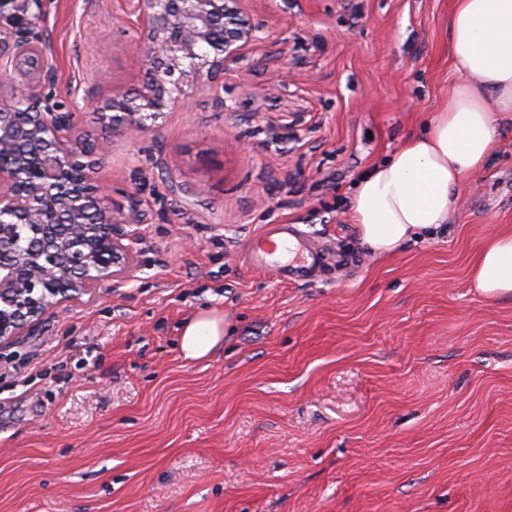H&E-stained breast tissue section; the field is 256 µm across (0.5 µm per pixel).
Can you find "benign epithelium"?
<instances>
[{"mask_svg":"<svg viewBox=\"0 0 512 512\" xmlns=\"http://www.w3.org/2000/svg\"><path fill=\"white\" fill-rule=\"evenodd\" d=\"M241 0H137L141 52L153 82L136 95L99 103L102 120L130 136L149 129L178 100L183 61L216 76L254 37ZM0 347L35 331L49 312L126 277L130 248L121 227L138 220L112 211L79 138L64 137L74 113L51 109L54 44L41 28L43 0H0ZM172 87H165V83Z\"/></svg>","mask_w":512,"mask_h":512,"instance_id":"7a95c632","label":"benign epithelium"}]
</instances>
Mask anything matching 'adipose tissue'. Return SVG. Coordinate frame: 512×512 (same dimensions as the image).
Segmentation results:
<instances>
[{"instance_id":"ef3b65f1","label":"adipose tissue","mask_w":512,"mask_h":512,"mask_svg":"<svg viewBox=\"0 0 512 512\" xmlns=\"http://www.w3.org/2000/svg\"><path fill=\"white\" fill-rule=\"evenodd\" d=\"M448 36L454 79L437 108L351 194L352 221L369 250L391 253L447 224L461 180L484 169L500 123L512 119V0H456ZM470 278L489 299L512 298V228L486 239ZM223 342V316L204 310L183 326L180 349L195 362Z\"/></svg>"}]
</instances>
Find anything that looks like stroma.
I'll list each match as a JSON object with an SVG mask.
<instances>
[{
	"label": "stroma",
	"mask_w": 512,
	"mask_h": 512,
	"mask_svg": "<svg viewBox=\"0 0 512 512\" xmlns=\"http://www.w3.org/2000/svg\"><path fill=\"white\" fill-rule=\"evenodd\" d=\"M455 0H243L257 27L138 138L92 100L141 89L131 0H44L56 82L123 227L131 277L0 352V512H512V301L475 288L512 228V120L442 232L362 247L348 201L437 105ZM294 224L324 280L249 268ZM224 315L190 364L180 331ZM224 345V317L210 310L201 311L181 331L180 349L190 362L207 359Z\"/></svg>",
	"instance_id": "1"
}]
</instances>
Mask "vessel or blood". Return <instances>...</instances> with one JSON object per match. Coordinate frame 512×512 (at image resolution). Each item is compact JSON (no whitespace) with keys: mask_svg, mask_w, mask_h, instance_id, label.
Instances as JSON below:
<instances>
[{"mask_svg":"<svg viewBox=\"0 0 512 512\" xmlns=\"http://www.w3.org/2000/svg\"><path fill=\"white\" fill-rule=\"evenodd\" d=\"M246 262L290 282H313L325 274L320 251L292 224L267 225L251 239Z\"/></svg>","mask_w":512,"mask_h":512,"instance_id":"1","label":"vessel or blood"}]
</instances>
